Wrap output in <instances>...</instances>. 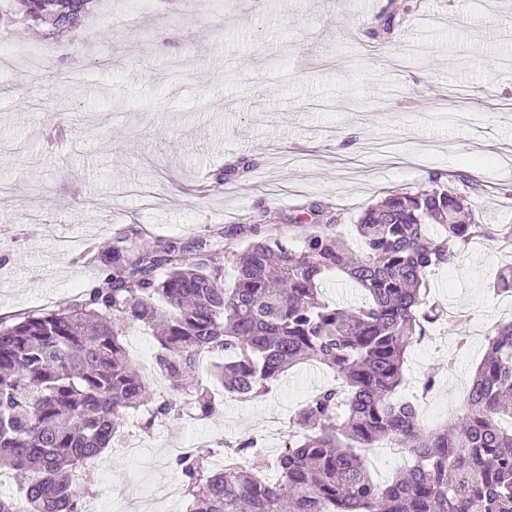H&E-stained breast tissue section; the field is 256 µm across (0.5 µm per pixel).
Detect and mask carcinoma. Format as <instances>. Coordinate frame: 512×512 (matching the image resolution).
<instances>
[{
    "label": "carcinoma",
    "instance_id": "carcinoma-1",
    "mask_svg": "<svg viewBox=\"0 0 512 512\" xmlns=\"http://www.w3.org/2000/svg\"><path fill=\"white\" fill-rule=\"evenodd\" d=\"M21 2L23 17L52 38L76 28L94 0ZM253 165L243 156L217 169L214 182ZM324 210L309 205L288 238L239 226L250 237L232 254L229 287L211 241L145 249L123 237L97 256L105 276L84 302L0 320V472L25 474L17 495L0 494V512H81L75 473L142 406L152 405L147 428L186 406L215 413L198 376L204 354L218 360L211 376L238 399L266 393L307 361L333 370L336 383L294 413L275 481L257 474L249 438L223 443L230 462L219 472L211 444L178 456L186 512H512V320L489 330L455 432L423 427L396 397L408 347L444 317L422 294L427 272L497 232L474 222L463 196L435 184L365 209L356 224L363 257L353 261L340 225L316 223ZM332 273L365 302L326 301ZM133 326L153 331L157 371L179 402L156 400L130 363L124 339ZM383 441L411 457L387 483L366 460Z\"/></svg>",
    "mask_w": 512,
    "mask_h": 512
}]
</instances>
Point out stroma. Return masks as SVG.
<instances>
[{
	"instance_id": "stroma-1",
	"label": "stroma",
	"mask_w": 512,
	"mask_h": 512,
	"mask_svg": "<svg viewBox=\"0 0 512 512\" xmlns=\"http://www.w3.org/2000/svg\"><path fill=\"white\" fill-rule=\"evenodd\" d=\"M0 32L42 53L0 76L2 321L80 303L102 272L95 254L129 233L147 247L219 235L235 252L236 225L273 234L321 203L358 252L367 206L435 178L480 223L512 226V0H151L139 14L99 0L52 40L21 19ZM241 156L250 173L215 184ZM511 264L504 239L470 244L459 266L428 273V297L510 319L492 283ZM462 333L440 322L408 351L401 398L436 377L426 427L464 411L486 340L461 350ZM332 380L302 363L208 418L186 410L144 431L132 415L146 463L111 452L76 484L104 512H185L173 449L258 437L272 418L277 478L289 418Z\"/></svg>"
}]
</instances>
